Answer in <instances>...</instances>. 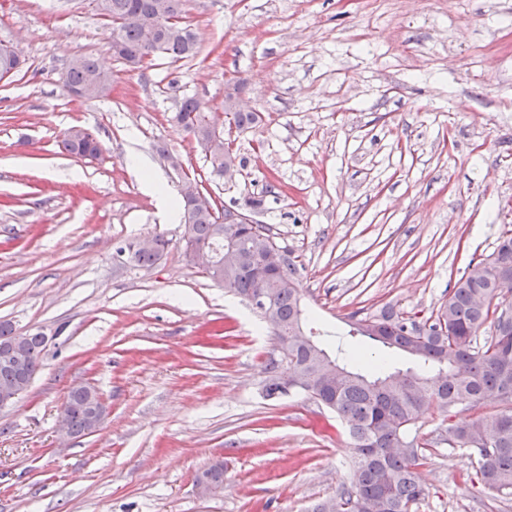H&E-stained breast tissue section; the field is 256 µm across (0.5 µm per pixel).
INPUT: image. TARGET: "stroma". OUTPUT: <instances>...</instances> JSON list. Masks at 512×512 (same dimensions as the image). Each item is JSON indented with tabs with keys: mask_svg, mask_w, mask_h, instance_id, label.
<instances>
[{
	"mask_svg": "<svg viewBox=\"0 0 512 512\" xmlns=\"http://www.w3.org/2000/svg\"><path fill=\"white\" fill-rule=\"evenodd\" d=\"M512 0H188L195 57L134 70L91 0H0V41L24 65L0 79V321L48 342L28 390L0 411V512H309L350 474L334 413L302 393L268 398V325L184 252L147 176L177 194L202 178L302 267L303 305L337 346L349 315L436 309L472 256L512 229ZM76 56L112 73L93 100L66 91ZM263 120L231 135L235 178L212 171L174 120L184 98L224 118L230 82ZM92 132L94 157L59 148ZM178 156L173 169L167 154ZM154 236L150 267L117 250ZM108 414L77 439L57 420L72 387ZM415 512H512L472 482L448 418L426 411ZM224 485L200 494L215 463Z\"/></svg>",
	"mask_w": 512,
	"mask_h": 512,
	"instance_id": "1",
	"label": "stroma"
}]
</instances>
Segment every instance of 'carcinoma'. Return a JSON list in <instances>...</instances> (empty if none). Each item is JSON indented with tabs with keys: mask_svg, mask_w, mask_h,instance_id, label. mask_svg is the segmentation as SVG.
Instances as JSON below:
<instances>
[{
	"mask_svg": "<svg viewBox=\"0 0 512 512\" xmlns=\"http://www.w3.org/2000/svg\"><path fill=\"white\" fill-rule=\"evenodd\" d=\"M97 15L108 21L111 35L119 38L120 57L129 65L143 68L157 55L171 59L196 56L198 39L185 22L186 0H169L165 11L167 35L141 26L125 23L126 16L139 13L146 18L156 12L160 0H93ZM102 70L90 56L72 59L66 66L64 86L67 90H84V99L100 97L104 90L89 86L90 76ZM210 116L207 108L195 98L182 101L175 120L187 134ZM261 122L258 112L224 110L228 129L239 132ZM65 151L94 157L99 142L93 135L75 136L67 132L62 140ZM225 213L192 209L185 255L192 258L195 249L207 246L216 257L213 268L205 274L234 294L249 298L256 289L254 277V234L249 224H226ZM158 249L136 251L127 261L138 266H151L162 256L167 242L159 237ZM302 265L294 257L274 271L277 283L270 295L271 315L259 312L262 319L272 318L277 336L288 337V377L292 389L323 404L336 413L350 439L352 471L349 485L335 497L316 503L311 512H411L414 505L427 496L417 467L426 460L424 446L412 436L413 428L426 410L447 413L458 403L491 405L495 411L479 416L477 424L457 423L448 431V439L458 448L469 451L471 481L491 488L504 496H512V323H501L499 304L493 303L497 285L512 279V230L506 231L495 252L483 259L472 260L467 271L448 292V300L437 309L397 311L384 307L376 314L349 317L346 335L367 338L376 362L366 373L348 368L347 350L337 346L336 371L330 376L318 374L317 364L324 349L310 344L327 332L306 328L302 306ZM492 321L491 339L480 347L474 345L477 332ZM17 334L8 321L0 322V384L17 381L4 354ZM24 346L30 362V375L40 366L45 336H25ZM399 351L408 355L418 371L407 369L417 388L401 389L399 374L387 370L384 354ZM280 365L270 361L265 391L273 397L279 387ZM511 403L504 410L503 402ZM78 434L89 427L87 393L76 389L68 394L62 408ZM199 479L212 487L224 484V464L206 469Z\"/></svg>",
	"mask_w": 512,
	"mask_h": 512,
	"instance_id": "obj_1",
	"label": "carcinoma"
}]
</instances>
